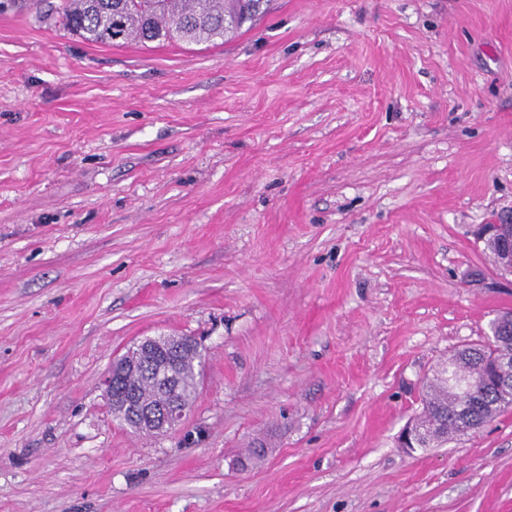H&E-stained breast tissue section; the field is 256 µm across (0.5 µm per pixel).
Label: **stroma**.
<instances>
[{
	"instance_id": "obj_1",
	"label": "stroma",
	"mask_w": 512,
	"mask_h": 512,
	"mask_svg": "<svg viewBox=\"0 0 512 512\" xmlns=\"http://www.w3.org/2000/svg\"><path fill=\"white\" fill-rule=\"evenodd\" d=\"M58 3L0 0V512H512V409L399 442L512 310L477 235L512 212V0H271L200 46ZM154 336L205 364L135 434L102 380Z\"/></svg>"
}]
</instances>
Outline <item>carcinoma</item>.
<instances>
[{"mask_svg": "<svg viewBox=\"0 0 512 512\" xmlns=\"http://www.w3.org/2000/svg\"><path fill=\"white\" fill-rule=\"evenodd\" d=\"M267 0H62L61 17L74 34L89 43L140 44L176 42L205 44L237 32L258 14ZM512 356V335L490 344L466 346L427 379L422 417L444 419L441 431L428 442L440 447L453 435H465L512 407V388L495 384L497 361ZM203 364L194 347L165 354L154 367H171L176 388L163 385L151 371L116 378L112 395L138 393L143 404L162 406L177 401L191 408Z\"/></svg>", "mask_w": 512, "mask_h": 512, "instance_id": "cac0c4a2", "label": "carcinoma"}]
</instances>
